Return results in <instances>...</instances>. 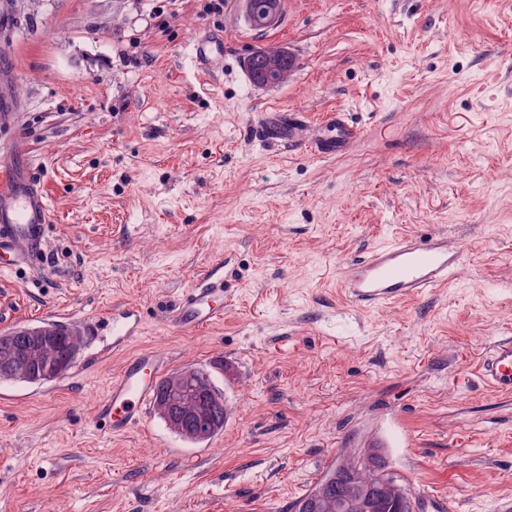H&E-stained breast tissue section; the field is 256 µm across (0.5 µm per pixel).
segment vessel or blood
<instances>
[{
	"label": "vessel or blood",
	"mask_w": 512,
	"mask_h": 512,
	"mask_svg": "<svg viewBox=\"0 0 512 512\" xmlns=\"http://www.w3.org/2000/svg\"><path fill=\"white\" fill-rule=\"evenodd\" d=\"M326 125L332 128V135L310 141L300 117L271 112L262 133L265 140L274 143L308 142L311 149L325 156L343 152L356 137L343 113L329 114ZM48 222L43 191L32 183L27 167L16 168L0 182V267L11 268L29 255L40 253ZM458 263L457 252L449 250L443 240L403 236L353 264L343 288L358 306L378 307L440 285ZM224 293L223 275L210 273L198 279L178 302L173 325L184 332H195L221 320ZM137 316V308L130 305L113 309V336L122 340L134 335ZM168 365V357L156 351H141L125 360L98 408L99 418L112 433L122 434L142 423ZM480 372L499 393H512V337L495 343Z\"/></svg>",
	"instance_id": "1"
}]
</instances>
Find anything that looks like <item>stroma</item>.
<instances>
[{"label": "stroma", "mask_w": 512, "mask_h": 512, "mask_svg": "<svg viewBox=\"0 0 512 512\" xmlns=\"http://www.w3.org/2000/svg\"><path fill=\"white\" fill-rule=\"evenodd\" d=\"M0 0V179L25 163L50 222L37 260L0 272V333L57 321L83 350L44 385L0 382V512H288L338 452L384 448L432 512L512 500V395L477 369L512 336V0ZM224 41L205 70L194 40ZM296 60L254 86V50ZM329 113L360 135L321 156L259 134L266 114ZM459 251L447 285L379 309L338 289L395 237ZM224 317L174 328L212 270ZM137 333L112 340L113 308ZM211 371L224 430L191 443L156 412L97 416L131 354ZM278 0H271L268 7L262 14H257L254 10L252 0H243L244 11L247 22L256 28H267L271 26L277 19Z\"/></svg>", "instance_id": "obj_1"}]
</instances>
